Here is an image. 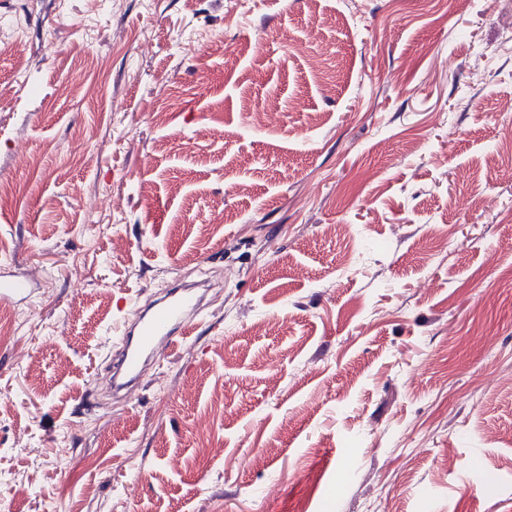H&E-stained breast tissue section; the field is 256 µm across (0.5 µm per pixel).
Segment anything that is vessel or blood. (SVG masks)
I'll list each match as a JSON object with an SVG mask.
<instances>
[{"instance_id": "vessel-or-blood-1", "label": "vessel or blood", "mask_w": 512, "mask_h": 512, "mask_svg": "<svg viewBox=\"0 0 512 512\" xmlns=\"http://www.w3.org/2000/svg\"><path fill=\"white\" fill-rule=\"evenodd\" d=\"M33 294L26 281L0 276L1 303L26 300ZM201 306L202 298L197 290L185 287L168 291L159 304L143 312L136 322L126 321L123 313H116L115 319L121 322L122 328L112 355L110 390L126 392L137 386L160 348L176 346L191 336Z\"/></svg>"}]
</instances>
